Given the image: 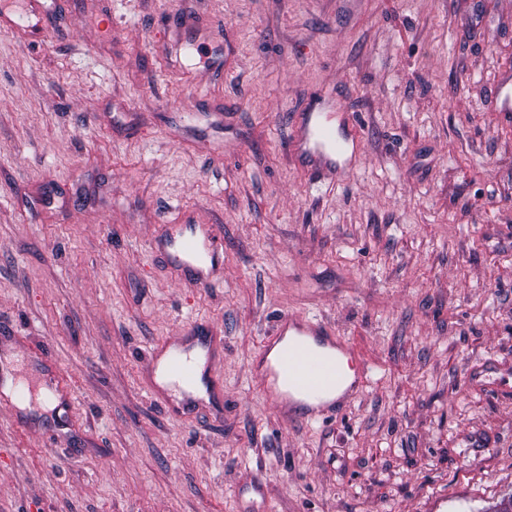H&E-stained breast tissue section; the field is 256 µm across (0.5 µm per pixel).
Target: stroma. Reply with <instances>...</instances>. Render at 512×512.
<instances>
[{"label": "stroma", "instance_id": "stroma-1", "mask_svg": "<svg viewBox=\"0 0 512 512\" xmlns=\"http://www.w3.org/2000/svg\"><path fill=\"white\" fill-rule=\"evenodd\" d=\"M512 0H0V512H493L512 497ZM363 140L315 182L299 113ZM213 224L222 281L154 249ZM283 313L371 365L330 425L265 404ZM224 338V408L176 415L149 356ZM263 485L255 494L251 482Z\"/></svg>", "mask_w": 512, "mask_h": 512}]
</instances>
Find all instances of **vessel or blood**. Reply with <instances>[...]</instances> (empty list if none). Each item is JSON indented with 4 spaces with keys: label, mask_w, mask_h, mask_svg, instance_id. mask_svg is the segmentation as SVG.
Returning a JSON list of instances; mask_svg holds the SVG:
<instances>
[{
    "label": "vessel or blood",
    "mask_w": 512,
    "mask_h": 512,
    "mask_svg": "<svg viewBox=\"0 0 512 512\" xmlns=\"http://www.w3.org/2000/svg\"><path fill=\"white\" fill-rule=\"evenodd\" d=\"M347 140L332 112H310L300 121L293 145L313 179L335 178L337 159ZM165 245L186 283L210 286L221 264L222 241L212 224L193 225L170 234ZM348 355L354 367L345 372L339 357ZM224 340L211 327L194 326L189 333L170 337L151 356L156 399L182 411L197 406L193 394L204 385L213 402H221L218 365ZM370 368L350 340L315 316L285 313L278 317L255 360L253 376L265 403L285 419L303 418L325 424L340 417L369 383Z\"/></svg>",
    "instance_id": "1"
}]
</instances>
